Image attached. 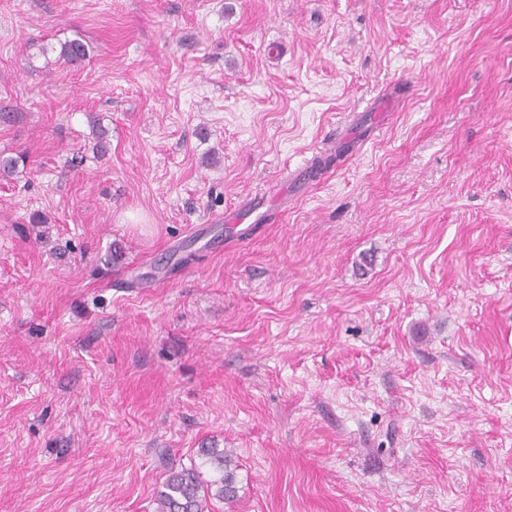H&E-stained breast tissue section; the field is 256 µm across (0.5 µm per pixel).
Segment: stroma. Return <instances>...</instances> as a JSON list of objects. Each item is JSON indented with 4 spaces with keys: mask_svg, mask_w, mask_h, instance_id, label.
Instances as JSON below:
<instances>
[{
    "mask_svg": "<svg viewBox=\"0 0 512 512\" xmlns=\"http://www.w3.org/2000/svg\"><path fill=\"white\" fill-rule=\"evenodd\" d=\"M0 154V512H512V0H0ZM200 455L215 472L214 479L204 483L195 465L171 472L157 492L155 512H211L212 499L225 504L237 500V466L232 451L201 448Z\"/></svg>",
    "mask_w": 512,
    "mask_h": 512,
    "instance_id": "1",
    "label": "stroma"
}]
</instances>
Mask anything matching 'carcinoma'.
I'll return each instance as SVG.
<instances>
[{
	"instance_id": "cac0c4a2",
	"label": "carcinoma",
	"mask_w": 512,
	"mask_h": 512,
	"mask_svg": "<svg viewBox=\"0 0 512 512\" xmlns=\"http://www.w3.org/2000/svg\"><path fill=\"white\" fill-rule=\"evenodd\" d=\"M87 55L84 43L74 40L62 47L61 56L71 62H79ZM200 455L215 472L209 482L200 479L196 466L174 471L162 482L157 492L155 512H211L209 502L217 499L231 504L238 498L236 464L230 451L219 448H203Z\"/></svg>"
}]
</instances>
